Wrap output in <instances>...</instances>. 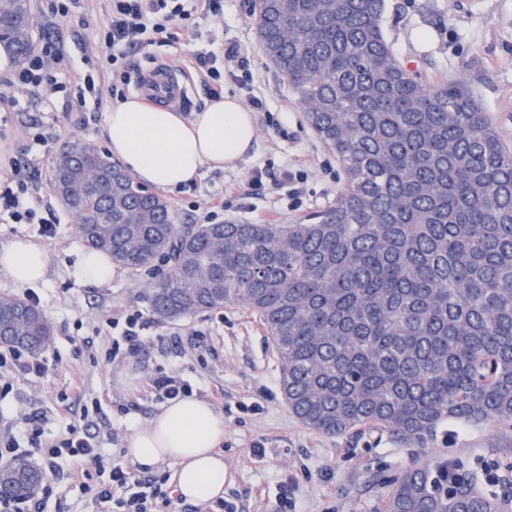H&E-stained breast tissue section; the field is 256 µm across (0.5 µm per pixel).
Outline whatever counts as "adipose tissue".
Returning a JSON list of instances; mask_svg holds the SVG:
<instances>
[{
    "instance_id": "ef3b65f1",
    "label": "adipose tissue",
    "mask_w": 512,
    "mask_h": 512,
    "mask_svg": "<svg viewBox=\"0 0 512 512\" xmlns=\"http://www.w3.org/2000/svg\"><path fill=\"white\" fill-rule=\"evenodd\" d=\"M109 147L124 168L145 185L178 188L202 168L222 169L246 156L256 140L251 112L232 96L211 101L190 119L130 98L105 114ZM48 255L30 237L0 245V272L19 285L45 281ZM224 415L195 396L171 400L125 438L124 457L152 470L171 462V476L183 500L205 504L224 493Z\"/></svg>"
}]
</instances>
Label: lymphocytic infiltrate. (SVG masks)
Wrapping results in <instances>:
<instances>
[{
    "label": "lymphocytic infiltrate",
    "mask_w": 512,
    "mask_h": 512,
    "mask_svg": "<svg viewBox=\"0 0 512 512\" xmlns=\"http://www.w3.org/2000/svg\"><path fill=\"white\" fill-rule=\"evenodd\" d=\"M219 10V0H112L100 29L103 65L89 73L57 77L49 63L58 58L59 50L48 39L38 54L9 77L8 84L22 91L62 96L69 109L82 110L86 92L95 91L97 81L125 68L130 50L176 41L179 33ZM0 221L39 225L46 237L55 231L56 215L47 214L32 176L15 160L0 167ZM45 369L41 356L0 348V391L16 376H39ZM23 420L31 446L40 452L43 491L42 496L30 499L28 512H44L45 495L63 478L91 494L95 512H166L171 500L162 480L136 475L119 459L105 456L102 439L93 432L88 417L71 423L66 434L47 446L41 443L40 416L27 414Z\"/></svg>",
    "instance_id": "lymphocytic-infiltrate-1"
}]
</instances>
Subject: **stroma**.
Listing matches in <instances>:
<instances>
[{
    "mask_svg": "<svg viewBox=\"0 0 512 512\" xmlns=\"http://www.w3.org/2000/svg\"><path fill=\"white\" fill-rule=\"evenodd\" d=\"M40 35L65 46L52 62L58 73L88 71L99 28L110 0H75L68 18L51 13V0H31ZM381 25L396 57L427 80H455L482 103L512 143V0H385ZM236 45L239 62L228 63L226 94L250 109L258 131L252 151L232 167L204 171L194 188L163 192L176 223L205 221L210 197L224 196L219 220L231 224H295L335 203L342 183L336 158L308 126L299 95L266 60L256 38L253 0H221L216 19L201 21L196 32L176 43L134 50L129 74L155 63ZM0 70V164L27 157L37 186L59 218L53 238L44 240L49 273L36 285L39 308L53 336L44 353L41 377H20L0 399V434L27 446L23 417L43 419V438L65 431L69 420L57 411L58 394L67 392L73 372H81L85 403L103 397L94 420L109 456L122 453L133 427L146 424L161 406L148 377L156 370L181 374L194 395L210 399L223 387L217 407L224 414V498L237 512H377L380 498L410 467L433 468L445 462L467 468L483 463L512 482V429L493 423L440 427L420 447H408L390 434L363 428L348 435H325L307 428L289 411L279 383V359L270 336L247 309L230 305L177 319L153 314L149 287L167 272L165 262L134 273L116 268L102 286L80 283L75 274L83 246L74 218L57 207L49 181L55 156L65 143L79 140L107 150L103 111L75 112L63 99L21 94L10 107L11 89ZM42 132L47 143L31 147ZM292 172L298 197L266 182L253 185L254 171ZM137 312L143 345L135 355L109 356L113 338L107 323ZM287 502H280L281 486Z\"/></svg>",
    "mask_w": 512,
    "mask_h": 512,
    "instance_id": "stroma-1",
    "label": "stroma"
}]
</instances>
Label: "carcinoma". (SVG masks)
<instances>
[{
    "label": "carcinoma",
    "instance_id": "1",
    "mask_svg": "<svg viewBox=\"0 0 512 512\" xmlns=\"http://www.w3.org/2000/svg\"><path fill=\"white\" fill-rule=\"evenodd\" d=\"M384 0H255L265 57L298 92L336 156V203L299 224L174 223L169 205L80 142L50 189L85 245L137 271L164 258L150 293L164 318L238 305L275 345L290 412L343 435L361 427L423 445L445 423L512 428V145L456 81L396 58ZM0 44L22 63L39 37L29 0H0ZM47 317L0 298V346L43 352ZM41 472L0 468V493L29 498ZM478 472L436 487L409 468L380 512H503Z\"/></svg>",
    "mask_w": 512,
    "mask_h": 512
}]
</instances>
